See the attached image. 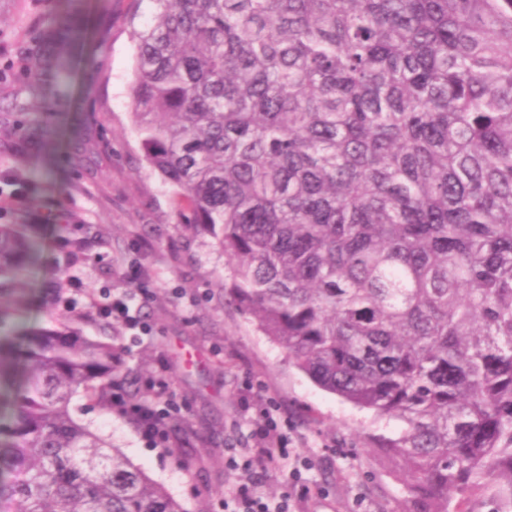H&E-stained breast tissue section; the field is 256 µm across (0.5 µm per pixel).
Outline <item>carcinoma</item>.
<instances>
[{
  "label": "carcinoma",
  "instance_id": "carcinoma-1",
  "mask_svg": "<svg viewBox=\"0 0 512 512\" xmlns=\"http://www.w3.org/2000/svg\"><path fill=\"white\" fill-rule=\"evenodd\" d=\"M132 122L227 294L321 388L404 424L403 512L512 491V0H149ZM85 237L67 244L76 263ZM25 224H0V297ZM71 329L0 338V512H183L71 414L123 384Z\"/></svg>",
  "mask_w": 512,
  "mask_h": 512
}]
</instances>
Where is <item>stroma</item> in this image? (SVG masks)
<instances>
[{
    "label": "stroma",
    "mask_w": 512,
    "mask_h": 512,
    "mask_svg": "<svg viewBox=\"0 0 512 512\" xmlns=\"http://www.w3.org/2000/svg\"><path fill=\"white\" fill-rule=\"evenodd\" d=\"M132 0H0V224L33 227L36 257L21 295L0 297V333L69 325L111 342L119 372L140 398L158 379L174 402L167 440L107 403L73 395L75 418L177 500L184 512H225L251 474L269 503L294 512H402L397 460L374 445L402 424L380 420L317 386L229 302L234 266L214 240L184 230L174 192L142 159L131 122ZM91 31L80 51L54 38ZM90 236L85 259L68 263L66 240ZM140 276L129 302L141 326L99 315L91 296ZM168 372H161V365ZM287 423L290 458L263 471L253 431Z\"/></svg>",
    "instance_id": "1"
}]
</instances>
